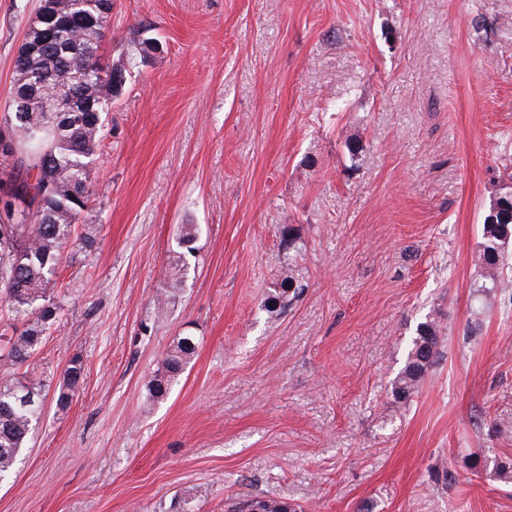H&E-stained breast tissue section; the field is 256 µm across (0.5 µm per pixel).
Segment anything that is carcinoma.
Wrapping results in <instances>:
<instances>
[{"label":"carcinoma","instance_id":"1","mask_svg":"<svg viewBox=\"0 0 512 512\" xmlns=\"http://www.w3.org/2000/svg\"><path fill=\"white\" fill-rule=\"evenodd\" d=\"M56 20L45 38L28 27L27 42L17 52L16 78L8 112L0 124L11 134L16 164L0 169V288L17 312L33 319L15 329L5 341L3 361L25 365L48 331L59 324L62 307L55 300L57 274L66 246L86 247L91 239L73 237L75 224L96 194L91 172L105 134V114L124 86L126 66L109 70L99 65L98 50L110 13L101 0H52ZM158 50L152 38L130 44V59H147ZM61 88L71 92L67 112H49V102ZM198 227L184 224L178 245L189 255L196 250ZM484 244L478 262L480 275L492 288L512 282L502 249L512 239V219L483 224ZM302 290L297 271L288 266L275 274L264 309L284 312ZM198 341L179 336L167 350L147 384L149 398L167 397L188 369ZM440 329L435 319L420 323L411 340L402 370L391 383L394 403L406 404L439 359ZM83 375L82 360L74 357L62 372L57 404L69 406ZM45 384L33 376H8L0 381V479L12 473L29 435L40 418ZM261 512H297L281 498L247 499L238 507Z\"/></svg>","mask_w":512,"mask_h":512}]
</instances>
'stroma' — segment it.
<instances>
[{
	"label": "stroma",
	"instance_id": "35a3bbf8",
	"mask_svg": "<svg viewBox=\"0 0 512 512\" xmlns=\"http://www.w3.org/2000/svg\"><path fill=\"white\" fill-rule=\"evenodd\" d=\"M39 0H0V113ZM127 65L66 248L60 325L29 361L41 420L0 512H512V288L478 274L512 195V0H112L102 65ZM357 142V154L347 145ZM199 228L178 285L179 228ZM306 288L262 301L277 269ZM171 291L164 317L153 298ZM436 316L438 366L390 382ZM197 353L165 400L175 337ZM83 363L77 396L56 403ZM274 276V288L269 290L263 302L264 309L270 314L285 312L303 286L296 269L291 266L282 267ZM291 288H294L292 292ZM198 341L196 336H178L167 350L159 368L147 384L149 398L163 400L170 393L178 378L188 369L196 354ZM82 360L73 357L62 372V379L58 386L57 404L62 408L69 406L77 391L83 375ZM238 505L241 511L238 512H246L243 511V507L245 505L251 507L253 510L256 508L261 509V512H297L295 506L289 504L281 498H263V499H247L242 502H238L232 507ZM231 507V508H232Z\"/></svg>",
	"mask_w": 512,
	"mask_h": 512
}]
</instances>
